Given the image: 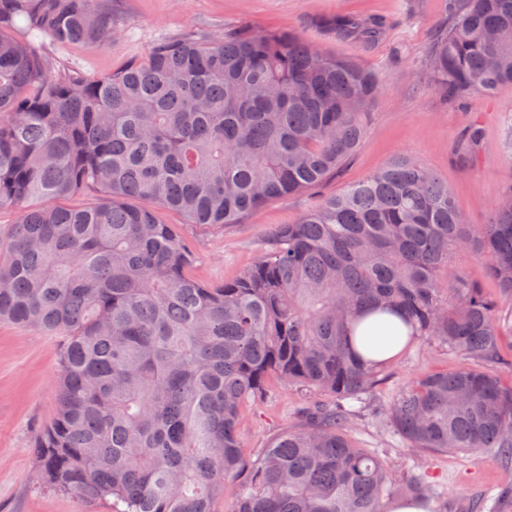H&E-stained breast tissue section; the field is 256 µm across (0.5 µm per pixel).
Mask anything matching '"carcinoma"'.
Instances as JSON below:
<instances>
[{"label": "carcinoma", "mask_w": 512, "mask_h": 512, "mask_svg": "<svg viewBox=\"0 0 512 512\" xmlns=\"http://www.w3.org/2000/svg\"><path fill=\"white\" fill-rule=\"evenodd\" d=\"M424 74L450 104L512 84V0H444ZM369 47L383 18L318 19ZM112 0H0V322L58 338L54 419L37 436V479L115 512H385L430 501L423 472L395 479L348 437L390 361L356 346L370 315L395 314L405 347L435 336L473 362L425 374L383 424L412 448L512 460V366L497 303L441 269L469 250L512 296V206L473 229L448 184L405 157L325 196L231 280L193 275L179 225L239 224L323 185L358 150L381 78L296 34L239 26L156 44L97 77L53 63L48 39L98 47ZM90 192L91 207L67 205ZM323 392L304 424L245 464L239 420L271 380Z\"/></svg>", "instance_id": "1"}]
</instances>
